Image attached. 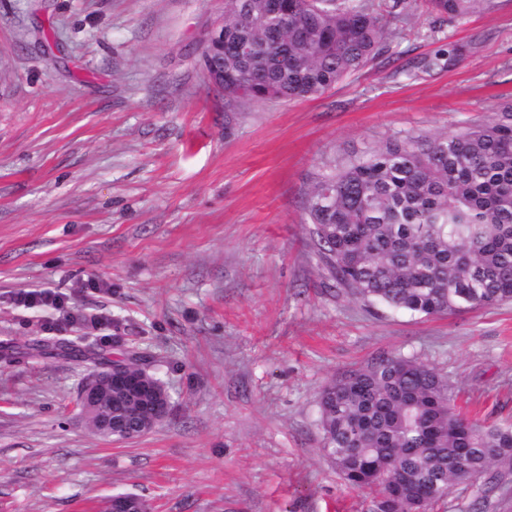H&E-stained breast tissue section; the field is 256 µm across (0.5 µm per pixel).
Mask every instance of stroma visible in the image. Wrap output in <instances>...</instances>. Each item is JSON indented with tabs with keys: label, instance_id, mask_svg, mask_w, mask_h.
<instances>
[{
	"label": "stroma",
	"instance_id": "1",
	"mask_svg": "<svg viewBox=\"0 0 512 512\" xmlns=\"http://www.w3.org/2000/svg\"><path fill=\"white\" fill-rule=\"evenodd\" d=\"M405 14L323 95L228 112L200 66L224 0H0V345L93 354L0 361V512H99L117 493L152 512H369L322 450L318 395L380 355L417 357L462 414L512 424V302L369 307L310 246L305 199L338 158L512 107V0ZM27 288L64 310L16 304ZM101 350L147 356L170 395L139 439L91 434L74 406ZM476 500L512 512V472L434 512ZM490 0H428L431 11L441 17L462 18L490 6Z\"/></svg>",
	"mask_w": 512,
	"mask_h": 512
}]
</instances>
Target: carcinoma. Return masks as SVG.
<instances>
[{
  "mask_svg": "<svg viewBox=\"0 0 512 512\" xmlns=\"http://www.w3.org/2000/svg\"><path fill=\"white\" fill-rule=\"evenodd\" d=\"M462 18L490 0H428ZM373 0H225V105L316 98L396 32ZM254 46L241 55L238 45ZM313 250L336 288L435 317L512 300V108L456 134L396 137L337 161L307 196ZM323 450L370 512H430L458 486L501 484L512 425L469 420L448 381L381 355L319 393Z\"/></svg>",
  "mask_w": 512,
  "mask_h": 512,
  "instance_id": "1",
  "label": "carcinoma"
}]
</instances>
